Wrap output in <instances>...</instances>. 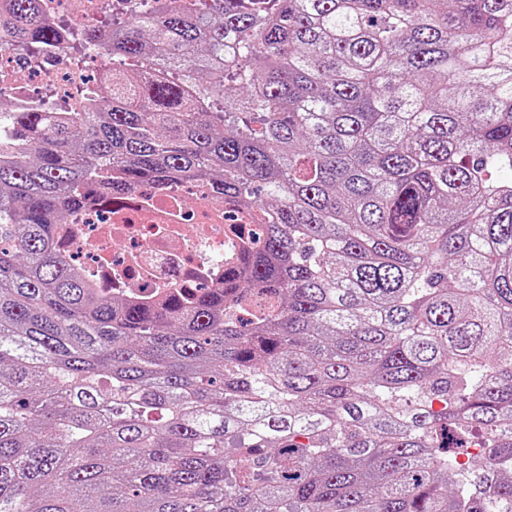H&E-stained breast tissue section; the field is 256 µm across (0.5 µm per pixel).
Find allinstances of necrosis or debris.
<instances>
[{"label":"necrosis or debris","instance_id":"necrosis-or-debris-1","mask_svg":"<svg viewBox=\"0 0 512 512\" xmlns=\"http://www.w3.org/2000/svg\"><path fill=\"white\" fill-rule=\"evenodd\" d=\"M149 7L147 0H39L43 18L74 33L103 24L112 13L132 18ZM102 69L112 61L97 46L0 52V92L15 111L77 112L91 110L87 66ZM252 205L228 206L194 182L157 189L139 186L115 196L91 194L84 207L59 227V255L81 262L91 286L100 292L124 291L153 302L224 279V255L245 249Z\"/></svg>","mask_w":512,"mask_h":512}]
</instances>
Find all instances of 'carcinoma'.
Returning <instances> with one entry per match:
<instances>
[{
    "label": "carcinoma",
    "mask_w": 512,
    "mask_h": 512,
    "mask_svg": "<svg viewBox=\"0 0 512 512\" xmlns=\"http://www.w3.org/2000/svg\"><path fill=\"white\" fill-rule=\"evenodd\" d=\"M156 2L99 109L0 112V512H512V0ZM184 180L257 211L224 287L56 253Z\"/></svg>",
    "instance_id": "obj_1"
}]
</instances>
